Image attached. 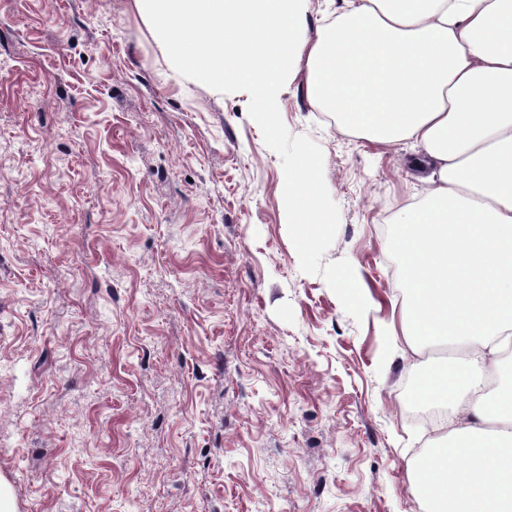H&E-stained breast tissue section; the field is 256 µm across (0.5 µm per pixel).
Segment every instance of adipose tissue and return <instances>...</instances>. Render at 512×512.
Wrapping results in <instances>:
<instances>
[{
  "label": "adipose tissue",
  "mask_w": 512,
  "mask_h": 512,
  "mask_svg": "<svg viewBox=\"0 0 512 512\" xmlns=\"http://www.w3.org/2000/svg\"><path fill=\"white\" fill-rule=\"evenodd\" d=\"M308 0H133L161 49L215 92L246 89L265 126L298 65L342 130L392 146L427 185L393 247L407 301L389 340L435 345L423 399L448 410L414 463L423 512H512V0H344L299 39ZM313 158L286 176L288 209L322 219Z\"/></svg>",
  "instance_id": "obj_1"
}]
</instances>
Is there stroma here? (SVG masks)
<instances>
[{
  "label": "stroma",
  "instance_id": "stroma-1",
  "mask_svg": "<svg viewBox=\"0 0 512 512\" xmlns=\"http://www.w3.org/2000/svg\"><path fill=\"white\" fill-rule=\"evenodd\" d=\"M1 57L13 512H422L416 385L448 353L384 337L411 146L340 131L301 73L261 126L241 90L181 81L129 0H0ZM303 156L330 225L308 240ZM317 167L316 159L304 158L286 175L288 209L297 216V224H309V221L325 224L322 222V198L315 176Z\"/></svg>",
  "mask_w": 512,
  "mask_h": 512
}]
</instances>
